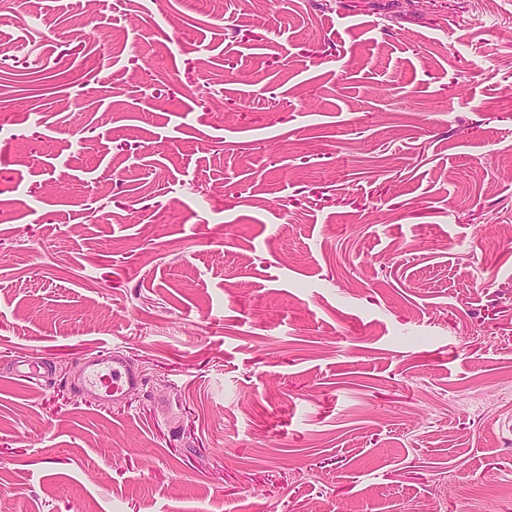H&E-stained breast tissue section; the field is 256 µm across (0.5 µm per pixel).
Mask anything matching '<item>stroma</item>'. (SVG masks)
I'll list each match as a JSON object with an SVG mask.
<instances>
[{"instance_id": "35a3bbf8", "label": "stroma", "mask_w": 512, "mask_h": 512, "mask_svg": "<svg viewBox=\"0 0 512 512\" xmlns=\"http://www.w3.org/2000/svg\"><path fill=\"white\" fill-rule=\"evenodd\" d=\"M419 507L512 512V0H0V512ZM143 379L130 365L123 355L116 351L101 354L98 359L85 366L82 380L83 387L93 391H101L103 400H118L130 389L142 385ZM14 375L22 380L40 382L48 372V364L41 357H21L13 363Z\"/></svg>"}]
</instances>
